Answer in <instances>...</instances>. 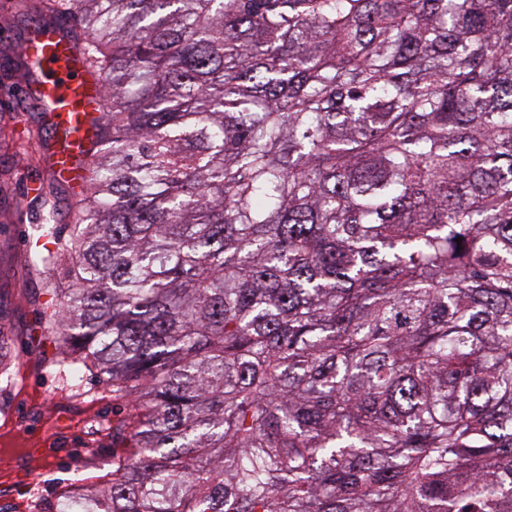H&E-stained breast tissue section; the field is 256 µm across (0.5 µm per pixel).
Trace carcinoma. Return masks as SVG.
I'll return each instance as SVG.
<instances>
[{
  "instance_id": "1",
  "label": "carcinoma",
  "mask_w": 512,
  "mask_h": 512,
  "mask_svg": "<svg viewBox=\"0 0 512 512\" xmlns=\"http://www.w3.org/2000/svg\"><path fill=\"white\" fill-rule=\"evenodd\" d=\"M39 8L107 111L29 264L125 410L62 498L512 512V0Z\"/></svg>"
}]
</instances>
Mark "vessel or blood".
Wrapping results in <instances>:
<instances>
[{
    "instance_id": "obj_1",
    "label": "vessel or blood",
    "mask_w": 512,
    "mask_h": 512,
    "mask_svg": "<svg viewBox=\"0 0 512 512\" xmlns=\"http://www.w3.org/2000/svg\"><path fill=\"white\" fill-rule=\"evenodd\" d=\"M23 52L35 63L25 94L39 111L52 118L60 136L52 174L67 182L80 181L81 165L89 160L88 119L90 114L104 111V88L87 74L59 26L35 30L24 41Z\"/></svg>"
}]
</instances>
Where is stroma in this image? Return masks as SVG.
<instances>
[{
	"instance_id": "obj_1",
	"label": "stroma",
	"mask_w": 512,
	"mask_h": 512,
	"mask_svg": "<svg viewBox=\"0 0 512 512\" xmlns=\"http://www.w3.org/2000/svg\"><path fill=\"white\" fill-rule=\"evenodd\" d=\"M41 17L19 13L12 0H0V326L13 338L14 370L20 378L1 398L8 405L0 417V488L20 485L25 472L38 473L39 489L56 503L63 485L112 470V443L85 438L88 420L111 417L112 395L106 378L80 368L74 378L83 396L63 391L53 362L59 346L43 333L42 313L50 297L29 266L28 256L43 215L70 223L68 203L76 186L57 181L54 191L25 199L24 191L51 179L54 140L47 120L23 93L19 47ZM98 452L88 455L85 441Z\"/></svg>"
}]
</instances>
